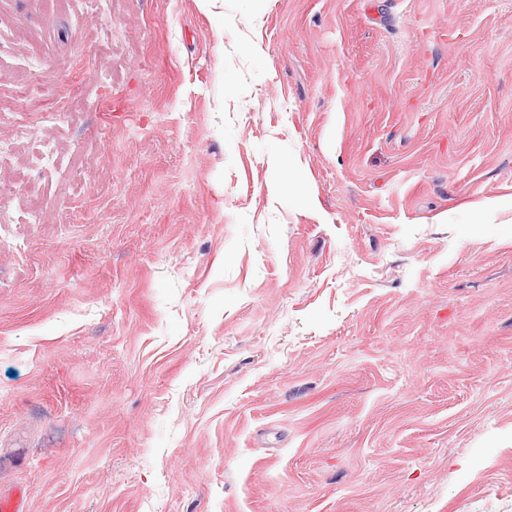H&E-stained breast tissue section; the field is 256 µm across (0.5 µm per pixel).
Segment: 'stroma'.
I'll return each instance as SVG.
<instances>
[{
    "label": "stroma",
    "mask_w": 512,
    "mask_h": 512,
    "mask_svg": "<svg viewBox=\"0 0 512 512\" xmlns=\"http://www.w3.org/2000/svg\"><path fill=\"white\" fill-rule=\"evenodd\" d=\"M0 29L28 512H512V0H224L220 32L0 0Z\"/></svg>",
    "instance_id": "obj_1"
}]
</instances>
